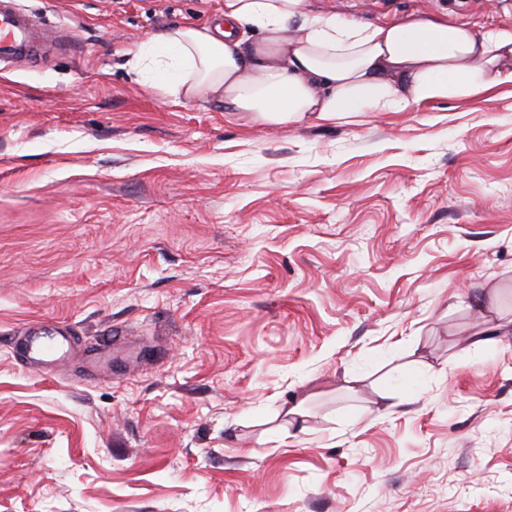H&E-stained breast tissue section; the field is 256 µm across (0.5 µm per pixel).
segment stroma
Masks as SVG:
<instances>
[{
    "mask_svg": "<svg viewBox=\"0 0 512 512\" xmlns=\"http://www.w3.org/2000/svg\"><path fill=\"white\" fill-rule=\"evenodd\" d=\"M17 2L69 39L0 65V512H512V335L463 342L512 321V85L271 127L129 66L224 0ZM310 4L512 25V0ZM34 321L81 351L127 330L121 375L31 368Z\"/></svg>",
    "mask_w": 512,
    "mask_h": 512,
    "instance_id": "1",
    "label": "stroma"
}]
</instances>
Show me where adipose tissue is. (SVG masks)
Listing matches in <instances>:
<instances>
[{
	"label": "adipose tissue",
	"mask_w": 512,
	"mask_h": 512,
	"mask_svg": "<svg viewBox=\"0 0 512 512\" xmlns=\"http://www.w3.org/2000/svg\"><path fill=\"white\" fill-rule=\"evenodd\" d=\"M130 66L186 100L223 102L267 125L492 100L512 84V26L477 33L438 18L363 26L309 0H224L211 27L175 26Z\"/></svg>",
	"instance_id": "adipose-tissue-1"
}]
</instances>
